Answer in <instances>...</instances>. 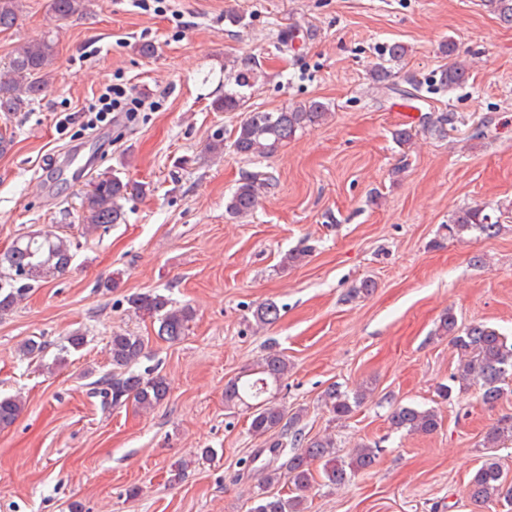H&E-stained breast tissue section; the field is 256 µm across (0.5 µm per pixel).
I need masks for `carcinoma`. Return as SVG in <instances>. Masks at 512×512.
Wrapping results in <instances>:
<instances>
[{"label":"carcinoma","instance_id":"carcinoma-1","mask_svg":"<svg viewBox=\"0 0 512 512\" xmlns=\"http://www.w3.org/2000/svg\"><path fill=\"white\" fill-rule=\"evenodd\" d=\"M22 0H0V31L14 26ZM485 6L506 25H512V0H484ZM90 0H51V11L58 19H67L87 12ZM406 47L394 42L387 47V59L371 70L372 83L377 88H394L395 74L391 63L402 58ZM55 42L48 35L21 44L7 64L0 68V112L15 115L26 112L46 92L52 83L55 63ZM468 72L460 63H453L440 74L442 86L453 89L465 83ZM243 95L226 92L213 103L217 112H234L243 105ZM330 112L329 104L309 100L288 105L276 112L254 111L234 129L231 146L244 156L267 154L296 136L297 132L321 124ZM270 187V178L262 174L244 176L225 203L226 212L233 218L252 214ZM146 184L123 180L112 174L101 176L86 192L81 202L79 223L85 234L109 224H118L124 217V201L145 194ZM501 228L498 217L484 207H468L458 211L452 223L445 225L448 236L476 232L487 238L496 236ZM73 259L68 236L51 231H31L19 236L0 253V317L11 313L27 291L67 271ZM134 313L159 323L158 335L175 342L185 333L194 311L187 305L178 306L168 296L159 293H139L127 298ZM260 325H271L280 317L273 302L259 305L253 312ZM435 335L446 336L457 350L459 361L449 377L450 384L439 389L444 400L454 392H465L475 383L483 404L495 406L508 394L512 382V342L496 329L484 324L461 326L451 311L445 313ZM112 372L94 381L104 403L121 406L132 402L142 411H150L169 395L166 379L154 369L134 370L145 356L146 344L141 336L115 332L108 342ZM288 374V359L269 348L258 359L250 377L237 378L224 388V402L250 411V429L262 438L274 435L267 443L269 458L263 466L264 478L260 491L253 498L250 512H304L302 493L314 487L317 480L334 487L351 476L373 468L380 448L364 443L346 457L337 455L336 441L329 435L306 437L299 428L302 414H288L277 401L281 381ZM366 391L353 393L332 385L321 401L333 416L348 418L365 399ZM22 411L17 396L0 398V430L14 424ZM392 429L412 435H430L442 424L441 415L433 408L399 404L389 414ZM512 441V418L504 417L487 431L483 447L494 449ZM319 465L314 470L313 465ZM292 483L300 494L284 497L271 491L281 481ZM470 501L482 506L501 502L512 507V479L489 455L476 470L467 485Z\"/></svg>","mask_w":512,"mask_h":512}]
</instances>
